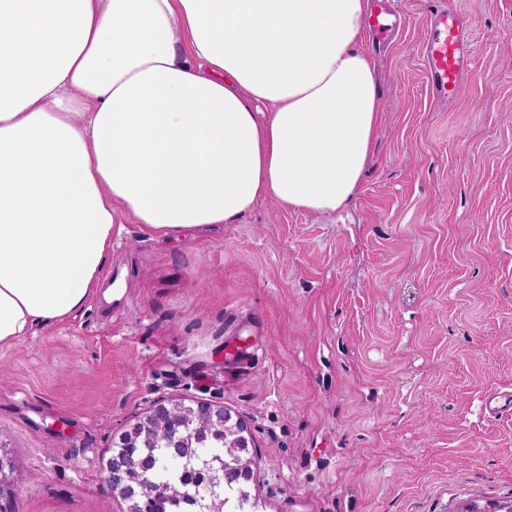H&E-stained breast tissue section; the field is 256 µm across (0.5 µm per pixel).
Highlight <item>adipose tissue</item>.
<instances>
[{"mask_svg":"<svg viewBox=\"0 0 512 512\" xmlns=\"http://www.w3.org/2000/svg\"><path fill=\"white\" fill-rule=\"evenodd\" d=\"M370 0H0V348L97 292L119 215L156 239L259 199L332 213L381 104Z\"/></svg>","mask_w":512,"mask_h":512,"instance_id":"obj_1","label":"adipose tissue"}]
</instances>
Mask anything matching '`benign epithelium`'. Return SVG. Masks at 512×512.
Masks as SVG:
<instances>
[{
  "label": "benign epithelium",
  "mask_w": 512,
  "mask_h": 512,
  "mask_svg": "<svg viewBox=\"0 0 512 512\" xmlns=\"http://www.w3.org/2000/svg\"><path fill=\"white\" fill-rule=\"evenodd\" d=\"M158 432L174 459L198 454L196 444L209 435H219L224 439V449L236 461L238 475L246 480L252 478V459L239 456L249 445L248 427L242 417L206 401L192 405L180 400L159 402L120 436L106 466L105 480L112 491L129 501L128 512H158L160 508L158 497L164 490L155 487L152 475L158 459L144 452L148 439ZM201 477L210 500L208 512H223L224 499L220 494L224 470L207 466Z\"/></svg>",
  "instance_id": "7a95c632"
}]
</instances>
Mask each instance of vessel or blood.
<instances>
[{"instance_id": "b4317fda", "label": "vessel or blood", "mask_w": 512, "mask_h": 512, "mask_svg": "<svg viewBox=\"0 0 512 512\" xmlns=\"http://www.w3.org/2000/svg\"><path fill=\"white\" fill-rule=\"evenodd\" d=\"M472 53L461 10L453 5L436 9L422 45L423 75L436 102L450 105L463 95Z\"/></svg>"}]
</instances>
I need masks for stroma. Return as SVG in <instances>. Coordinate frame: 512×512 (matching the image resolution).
Wrapping results in <instances>:
<instances>
[{
  "instance_id": "1",
  "label": "stroma",
  "mask_w": 512,
  "mask_h": 512,
  "mask_svg": "<svg viewBox=\"0 0 512 512\" xmlns=\"http://www.w3.org/2000/svg\"><path fill=\"white\" fill-rule=\"evenodd\" d=\"M382 104L364 180L315 214L264 198L159 241L122 221L76 317L0 349V512H127L113 446L159 399L242 416L250 512H494L512 501V0H458L465 91L432 103L439 0H372Z\"/></svg>"
}]
</instances>
